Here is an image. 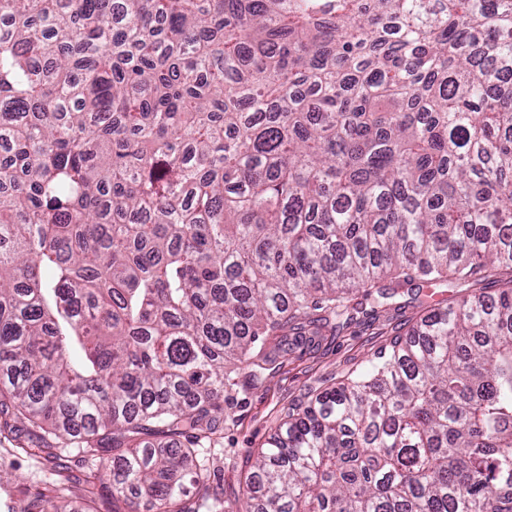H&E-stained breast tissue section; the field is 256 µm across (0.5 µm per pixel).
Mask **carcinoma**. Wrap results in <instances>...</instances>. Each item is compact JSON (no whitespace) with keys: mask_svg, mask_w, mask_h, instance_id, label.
I'll return each instance as SVG.
<instances>
[{"mask_svg":"<svg viewBox=\"0 0 512 512\" xmlns=\"http://www.w3.org/2000/svg\"><path fill=\"white\" fill-rule=\"evenodd\" d=\"M511 78L512 0H0V433L83 512H512ZM475 277L209 494L241 375Z\"/></svg>","mask_w":512,"mask_h":512,"instance_id":"obj_1","label":"carcinoma"}]
</instances>
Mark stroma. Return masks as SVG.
I'll use <instances>...</instances> for the list:
<instances>
[{"mask_svg": "<svg viewBox=\"0 0 512 512\" xmlns=\"http://www.w3.org/2000/svg\"><path fill=\"white\" fill-rule=\"evenodd\" d=\"M437 302L426 287L417 295H403L379 309L375 318L325 336L318 346L295 349L281 358L276 374L249 383L242 400L231 402L230 421L200 450L210 463V495L233 501L262 443L292 404L362 370L371 354L388 346ZM40 435L35 428L0 435V512H23L36 493L50 489L56 463H66L78 475L91 467L92 457L71 445L63 446L56 460L27 455L26 447Z\"/></svg>", "mask_w": 512, "mask_h": 512, "instance_id": "35a3bbf8", "label": "stroma"}]
</instances>
